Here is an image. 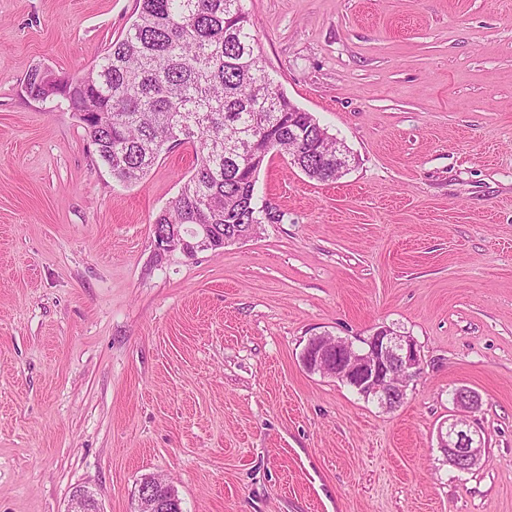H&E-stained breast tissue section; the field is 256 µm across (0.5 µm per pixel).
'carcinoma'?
Returning a JSON list of instances; mask_svg holds the SVG:
<instances>
[{"label": "carcinoma", "instance_id": "carcinoma-1", "mask_svg": "<svg viewBox=\"0 0 512 512\" xmlns=\"http://www.w3.org/2000/svg\"><path fill=\"white\" fill-rule=\"evenodd\" d=\"M26 92L46 95L42 69ZM58 91L77 106L98 156L124 183L142 179L161 154L189 145L196 164L153 228L190 237L192 224H212L211 249L240 224L280 221L246 203L247 187L275 153L321 182L341 176L334 138L319 136L307 112L288 111V97L263 69L242 0H138L135 17L87 70L60 78ZM247 141L244 163L229 152Z\"/></svg>", "mask_w": 512, "mask_h": 512}]
</instances>
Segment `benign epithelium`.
Here are the masks:
<instances>
[{
    "label": "benign epithelium",
    "instance_id": "1",
    "mask_svg": "<svg viewBox=\"0 0 512 512\" xmlns=\"http://www.w3.org/2000/svg\"><path fill=\"white\" fill-rule=\"evenodd\" d=\"M156 243L162 249L178 248L184 253L205 250L212 243V225H195L191 242L175 230L157 236ZM302 363L308 370L330 375L387 409L404 400L409 382L421 373V356L414 339L389 327L375 330L361 350L345 340L315 337L305 347ZM453 404L457 412H469L478 407L479 396L461 386L454 390ZM438 437L440 448L456 469L468 471L479 463L482 437L465 420L453 419L445 430L438 432ZM69 512L100 510L92 492L82 487L74 491ZM135 512H181L180 500L171 485L146 476L139 484Z\"/></svg>",
    "mask_w": 512,
    "mask_h": 512
}]
</instances>
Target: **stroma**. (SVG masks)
<instances>
[{
  "mask_svg": "<svg viewBox=\"0 0 512 512\" xmlns=\"http://www.w3.org/2000/svg\"><path fill=\"white\" fill-rule=\"evenodd\" d=\"M263 66L352 155L333 182L274 156L252 238L158 255L185 145L113 178L75 75L137 0H0V512H512V0H244ZM387 326L422 372L388 410L308 371V341ZM474 389L480 463L438 444ZM180 500L168 483L146 476L140 482L135 512H181Z\"/></svg>",
  "mask_w": 512,
  "mask_h": 512,
  "instance_id": "1",
  "label": "stroma"
}]
</instances>
